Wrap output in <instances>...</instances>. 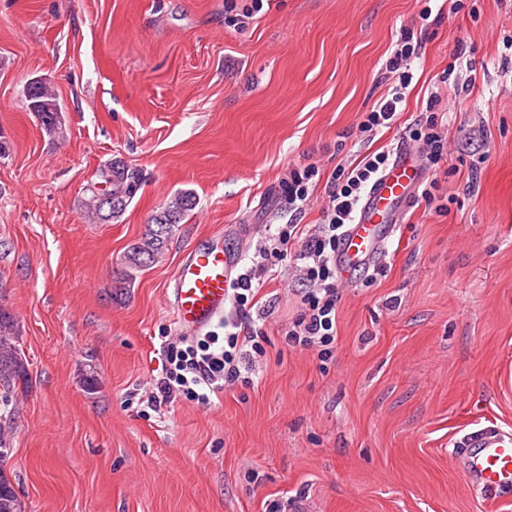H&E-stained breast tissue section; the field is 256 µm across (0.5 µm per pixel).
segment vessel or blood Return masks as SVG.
Wrapping results in <instances>:
<instances>
[{
    "label": "vessel or blood",
    "instance_id": "vessel-or-blood-1",
    "mask_svg": "<svg viewBox=\"0 0 512 512\" xmlns=\"http://www.w3.org/2000/svg\"><path fill=\"white\" fill-rule=\"evenodd\" d=\"M423 178L417 155L399 148L392 165L363 198L336 250L342 277L356 279L379 263ZM235 267L234 256L217 243L191 250L178 263L172 297L175 322L182 333H202L223 317ZM465 446L462 473L471 484L488 494L512 486L511 433L485 427L468 434Z\"/></svg>",
    "mask_w": 512,
    "mask_h": 512
}]
</instances>
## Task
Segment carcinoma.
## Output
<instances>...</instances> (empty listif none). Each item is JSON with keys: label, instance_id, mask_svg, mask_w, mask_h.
<instances>
[{"label": "carcinoma", "instance_id": "obj_1", "mask_svg": "<svg viewBox=\"0 0 512 512\" xmlns=\"http://www.w3.org/2000/svg\"><path fill=\"white\" fill-rule=\"evenodd\" d=\"M28 102L31 103L29 111L33 112L49 137H65L62 108L45 85H40L37 94ZM97 182L106 184L104 194L111 198L112 209L105 210L99 192L87 188L80 200V211L95 224H110L124 214L138 190L139 173L116 160L97 172ZM195 205L196 197L192 193L181 192L155 207L148 219L146 232L129 247L120 268L115 271L114 287L121 291L131 287L138 273L158 262L168 240ZM17 341L15 316L0 303V404L5 407L13 401L16 384L25 382L27 378ZM0 512H25V505L15 488L1 476Z\"/></svg>", "mask_w": 512, "mask_h": 512}]
</instances>
